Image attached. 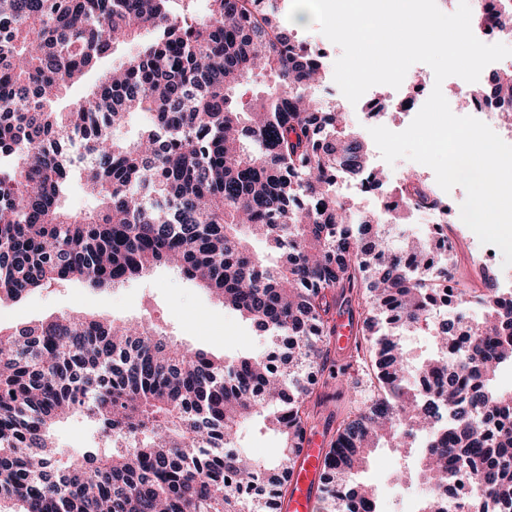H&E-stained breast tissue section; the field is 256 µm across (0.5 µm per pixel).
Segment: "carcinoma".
Listing matches in <instances>:
<instances>
[{
    "mask_svg": "<svg viewBox=\"0 0 512 512\" xmlns=\"http://www.w3.org/2000/svg\"><path fill=\"white\" fill-rule=\"evenodd\" d=\"M0 0V299L53 283H125L175 268L267 333L264 349L217 358L142 324L60 315L0 326V512H280L313 419L339 379L331 362L336 304H356L354 362L374 359L371 392L336 427L324 463L326 512H376L357 475L384 440L425 451L418 473L448 487V466L472 472L512 512V299L484 283L482 315L455 356L456 323L432 321L436 284L405 263L426 239L394 248L388 230L336 196V178L368 165L367 145L341 113L300 89L324 67L294 40L272 0ZM153 33L140 43L142 31ZM67 112L52 103L122 45ZM258 71L274 84L244 103ZM512 98V71L475 89ZM133 112L137 138L115 137ZM91 156L82 180L96 200L63 205L68 146ZM407 218V186L392 189ZM265 242L267 253L249 245ZM429 330L435 353L415 363L400 336ZM428 383L421 391L416 380ZM80 415L111 443L62 469L50 432ZM261 416L282 439L279 458L239 447Z\"/></svg>",
    "mask_w": 512,
    "mask_h": 512,
    "instance_id": "cac0c4a2",
    "label": "carcinoma"
}]
</instances>
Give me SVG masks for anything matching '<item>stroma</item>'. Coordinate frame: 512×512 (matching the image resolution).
I'll use <instances>...</instances> for the list:
<instances>
[{
	"label": "stroma",
	"instance_id": "1",
	"mask_svg": "<svg viewBox=\"0 0 512 512\" xmlns=\"http://www.w3.org/2000/svg\"><path fill=\"white\" fill-rule=\"evenodd\" d=\"M67 313L107 317L119 322L154 324L171 340L218 357L234 358L264 348L265 337L237 312L224 308L196 283L175 269L156 267L120 287L98 289L81 280L55 283L16 301H0V325H28ZM326 397L315 409V434L331 438L345 417L349 403L345 386L330 383ZM61 465H68L86 448H106L107 443L83 417L74 416L53 432ZM416 456L380 444L373 449L358 475L374 488L378 512H395Z\"/></svg>",
	"mask_w": 512,
	"mask_h": 512
}]
</instances>
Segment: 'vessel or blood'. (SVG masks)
Wrapping results in <instances>:
<instances>
[{"instance_id":"obj_1","label":"vessel or blood","mask_w":512,"mask_h":512,"mask_svg":"<svg viewBox=\"0 0 512 512\" xmlns=\"http://www.w3.org/2000/svg\"><path fill=\"white\" fill-rule=\"evenodd\" d=\"M357 323L349 311L336 316V336L333 346L337 352H345L353 341ZM327 444L320 437H305L303 448L292 470L291 492L282 505V512H317L322 462Z\"/></svg>"}]
</instances>
